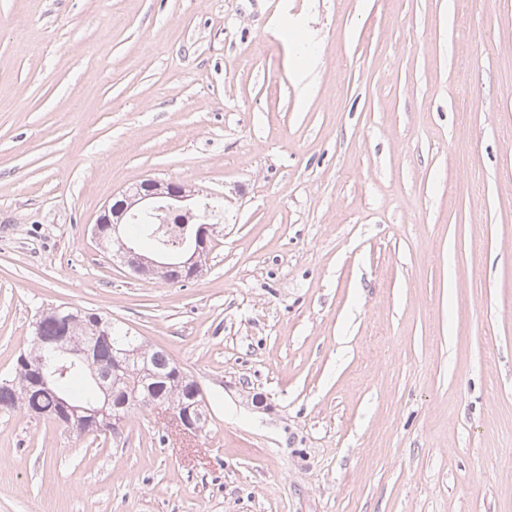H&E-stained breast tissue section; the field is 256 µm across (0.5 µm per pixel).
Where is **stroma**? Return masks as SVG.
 I'll use <instances>...</instances> for the list:
<instances>
[{
	"label": "stroma",
	"instance_id": "obj_1",
	"mask_svg": "<svg viewBox=\"0 0 512 512\" xmlns=\"http://www.w3.org/2000/svg\"><path fill=\"white\" fill-rule=\"evenodd\" d=\"M150 177L224 197L195 279L92 236ZM60 304L209 423L0 412V512H512V0H0V379ZM168 366L171 369L170 371H174L173 376L171 374L168 375L169 380L166 382V393L169 398L178 404L182 396L191 392V400L194 403H181L180 406L176 407L170 399H165L163 394H159L150 399L149 407L170 417L183 433L194 436L201 435L207 425V420L205 421V414L202 410V406L206 401L204 390L197 381L191 379L188 374H185L179 363L168 361ZM174 375H182L185 378H189L191 384L189 381L176 380Z\"/></svg>",
	"mask_w": 512,
	"mask_h": 512
}]
</instances>
